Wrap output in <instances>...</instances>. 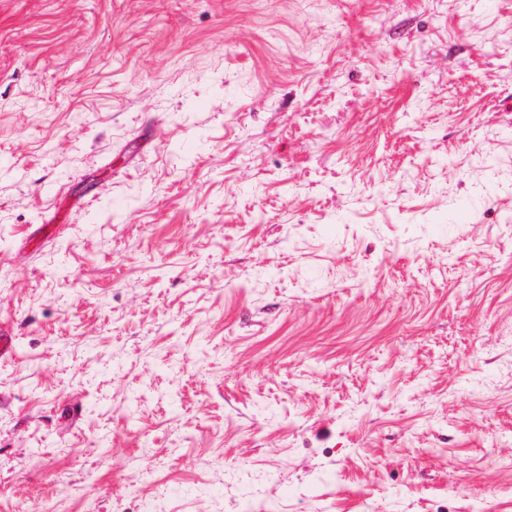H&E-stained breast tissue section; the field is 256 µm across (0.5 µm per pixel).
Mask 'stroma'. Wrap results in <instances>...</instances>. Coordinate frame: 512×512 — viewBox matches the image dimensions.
Returning a JSON list of instances; mask_svg holds the SVG:
<instances>
[{
	"mask_svg": "<svg viewBox=\"0 0 512 512\" xmlns=\"http://www.w3.org/2000/svg\"><path fill=\"white\" fill-rule=\"evenodd\" d=\"M0 512H512V0H0Z\"/></svg>",
	"mask_w": 512,
	"mask_h": 512,
	"instance_id": "stroma-1",
	"label": "stroma"
}]
</instances>
